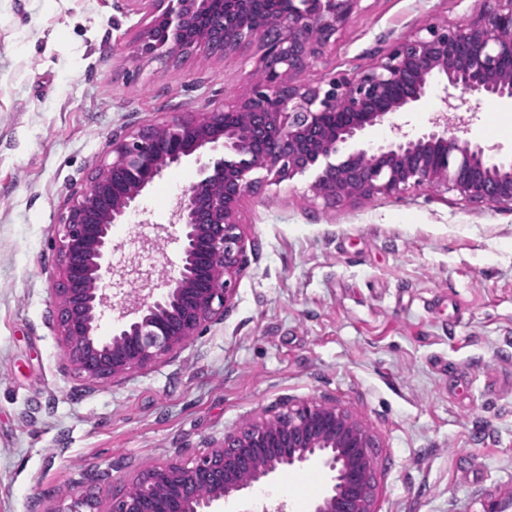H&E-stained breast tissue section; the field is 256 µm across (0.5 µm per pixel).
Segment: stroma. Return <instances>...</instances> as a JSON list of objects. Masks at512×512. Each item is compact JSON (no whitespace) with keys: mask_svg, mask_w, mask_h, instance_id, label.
<instances>
[{"mask_svg":"<svg viewBox=\"0 0 512 512\" xmlns=\"http://www.w3.org/2000/svg\"><path fill=\"white\" fill-rule=\"evenodd\" d=\"M484 0H362L301 81L371 66L421 26H463ZM134 0H0V512H53L109 472L194 462L246 421L309 398L380 446L376 512H485L512 492V208L429 186L328 204L318 168L260 186L237 215L244 268L223 317L125 378L75 376L56 328L59 222L113 139L232 102L254 44L176 62L137 54ZM465 136L512 156V103L471 104ZM200 177L168 167L115 229L112 263L177 273L169 202ZM325 476L282 473L219 512H307Z\"/></svg>","mask_w":512,"mask_h":512,"instance_id":"stroma-1","label":"stroma"}]
</instances>
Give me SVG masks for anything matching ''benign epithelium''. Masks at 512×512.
I'll use <instances>...</instances> for the list:
<instances>
[{
    "instance_id": "benign-epithelium-1",
    "label": "benign epithelium",
    "mask_w": 512,
    "mask_h": 512,
    "mask_svg": "<svg viewBox=\"0 0 512 512\" xmlns=\"http://www.w3.org/2000/svg\"><path fill=\"white\" fill-rule=\"evenodd\" d=\"M147 5L152 20L139 34L141 54L174 60L198 49L227 53L259 43L256 71L263 84L230 105L177 122L147 124L112 141V160L102 161L90 186L73 197L60 221L59 267L53 291L63 357L73 372L92 382H111L151 367L180 350L200 329L224 314L243 267L244 241L237 214L255 193L249 174L264 170L279 181L323 164L314 184L327 203L347 197L401 194L411 187L441 185L469 201L512 206V158L462 139L463 115L448 125L454 104L448 88L471 96L512 102V43L497 33L512 30V0H486L487 8L463 28L428 24L389 47L364 70L317 83L295 77L318 63L361 0H293L295 9L257 29L254 0H133ZM445 78L440 110L423 132L411 135L390 121L411 109ZM252 115L249 127L233 122ZM390 122L393 138L372 152L359 150L339 162L330 158L376 124ZM169 134L166 163L157 165V133ZM222 157L201 170L173 206L179 226L181 264L176 275L149 289L126 294L110 336L97 335L104 289L92 279L112 280L114 225L123 223L142 192L163 171L204 150ZM220 184L223 190L213 191ZM376 439L345 409L316 399L288 405L272 420L246 422L224 442L188 466L169 461L141 472L130 497L97 479L69 494L56 512H213L274 481L290 468L315 463L328 475L308 512H374ZM207 489L201 494V489ZM110 508L100 510L102 501Z\"/></svg>"
}]
</instances>
